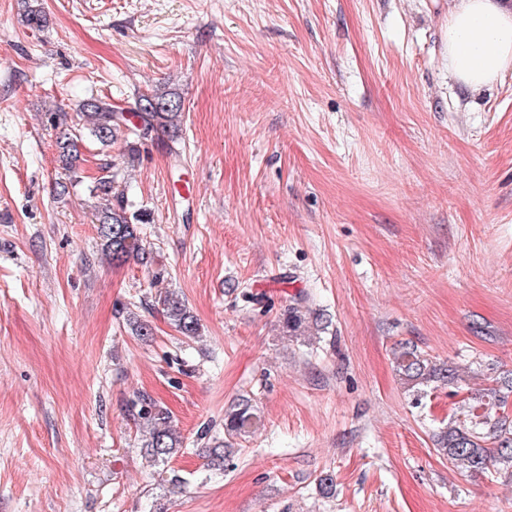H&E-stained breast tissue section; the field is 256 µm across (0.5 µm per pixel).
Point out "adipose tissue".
I'll use <instances>...</instances> for the list:
<instances>
[{
    "label": "adipose tissue",
    "instance_id": "adipose-tissue-1",
    "mask_svg": "<svg viewBox=\"0 0 512 512\" xmlns=\"http://www.w3.org/2000/svg\"><path fill=\"white\" fill-rule=\"evenodd\" d=\"M448 64L472 89L511 68L512 10L500 0H455L448 15Z\"/></svg>",
    "mask_w": 512,
    "mask_h": 512
}]
</instances>
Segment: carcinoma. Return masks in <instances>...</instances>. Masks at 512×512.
I'll return each mask as SVG.
<instances>
[{"label":"carcinoma","instance_id":"obj_1","mask_svg":"<svg viewBox=\"0 0 512 512\" xmlns=\"http://www.w3.org/2000/svg\"><path fill=\"white\" fill-rule=\"evenodd\" d=\"M159 108L136 113L139 125L117 113L118 107L104 98L85 100L76 111L77 131L63 132L57 138L58 158L68 171V181L56 183V196L69 194V185L77 181L80 166L81 143L87 136L107 148L123 136L125 157L132 163L140 155L141 145L161 132L168 134L169 154L174 165L181 164L182 153L177 147L181 130V100L171 92L149 95ZM93 197L101 200L96 206L95 219L101 253L112 264L131 260L142 265L151 262L146 251L140 225L148 223L147 213L132 210L119 181L118 171L99 178L90 189ZM166 318L183 336L195 339L200 336V326L188 304L179 294L166 290L159 294ZM299 297L286 306L282 313L283 328L288 336H298L307 328L309 310ZM396 367L400 380L407 390L422 395L429 389L459 388L462 381L459 369L451 365H437L415 347L404 345L397 352ZM512 396V377L489 376L480 392L471 396L473 404L467 414L450 423L436 436V451L453 465L471 474L481 475L490 468L507 472L512 469V416L507 411ZM128 415L141 435V452L154 466H167L183 450V438L172 425L169 412L150 397L139 394L130 403ZM256 419L253 406L247 399L231 405L224 415V433L227 441H217L205 449L207 466L224 469V461L235 452L230 438L253 427Z\"/></svg>","mask_w":512,"mask_h":512}]
</instances>
